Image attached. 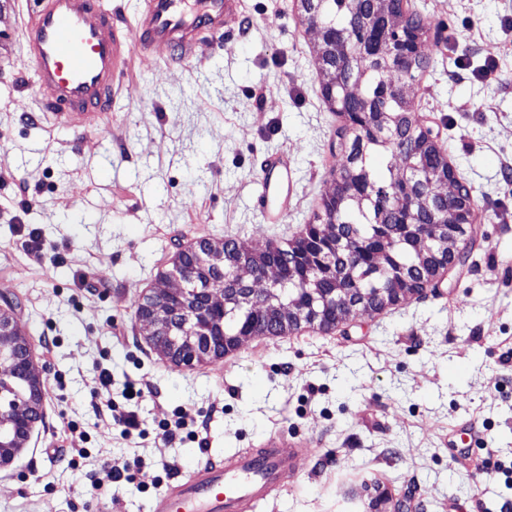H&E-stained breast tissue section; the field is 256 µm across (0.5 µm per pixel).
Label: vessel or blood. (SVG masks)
<instances>
[{"mask_svg": "<svg viewBox=\"0 0 512 512\" xmlns=\"http://www.w3.org/2000/svg\"><path fill=\"white\" fill-rule=\"evenodd\" d=\"M235 11L236 0H145L128 25L105 0H34L22 30V48L33 65L32 95L53 120L94 128L99 113L112 106L130 54L163 45L173 61L193 63L205 39L223 37ZM291 201L287 154L265 157L255 197L263 223H284ZM297 456L273 438L256 451L198 462L154 501L152 512H257L296 477Z\"/></svg>", "mask_w": 512, "mask_h": 512, "instance_id": "b4317fda", "label": "vessel or blood"}]
</instances>
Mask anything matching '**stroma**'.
<instances>
[{
  "label": "stroma",
  "mask_w": 512,
  "mask_h": 512,
  "mask_svg": "<svg viewBox=\"0 0 512 512\" xmlns=\"http://www.w3.org/2000/svg\"><path fill=\"white\" fill-rule=\"evenodd\" d=\"M409 2L447 29L428 38L408 94L471 188L469 261L425 297L352 310L329 332L247 338L186 369L148 344L136 314L173 254L201 239L286 243L333 185L342 119L323 97L318 31L299 0H240L200 62L133 56L111 111L83 132L40 120L22 90L27 4L0 0V300L45 382L30 440L0 471V512H148L196 462L273 437L300 449L299 474L261 512H499L512 498V0ZM488 60L495 73L473 76ZM271 152L294 170L281 224L253 207ZM129 382L144 398L127 399ZM115 406L136 430L122 434ZM180 408L203 422L200 439H163ZM468 425L494 446L464 460ZM75 431L74 462L56 449ZM110 464L128 480L88 495Z\"/></svg>",
  "instance_id": "stroma-1"
}]
</instances>
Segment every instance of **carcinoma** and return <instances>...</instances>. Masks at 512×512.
Listing matches in <instances>:
<instances>
[{
    "label": "carcinoma",
    "mask_w": 512,
    "mask_h": 512,
    "mask_svg": "<svg viewBox=\"0 0 512 512\" xmlns=\"http://www.w3.org/2000/svg\"><path fill=\"white\" fill-rule=\"evenodd\" d=\"M303 20L319 22L322 36L319 65L332 87V111L343 118L336 129L341 159L335 189L308 221V240L261 255L257 261L241 251L235 239L222 245L224 262L202 269V285L248 288L262 279L267 262L285 271L274 297L251 310H236L220 322L216 335L248 331L255 336H279L301 295L320 298L359 288L365 301L357 305L370 315L382 307L375 293L395 280L415 288L435 265L448 258L456 244L448 236V202L430 194L428 182L448 176V158L419 127L414 105L390 89L389 63L373 53H361L365 40L377 39L387 26L408 31L402 77L416 78L429 66L425 51L426 23L404 0H299ZM422 224L443 225L437 242L416 243ZM336 251L335 267L320 257Z\"/></svg>",
    "instance_id": "cac0c4a2"
}]
</instances>
